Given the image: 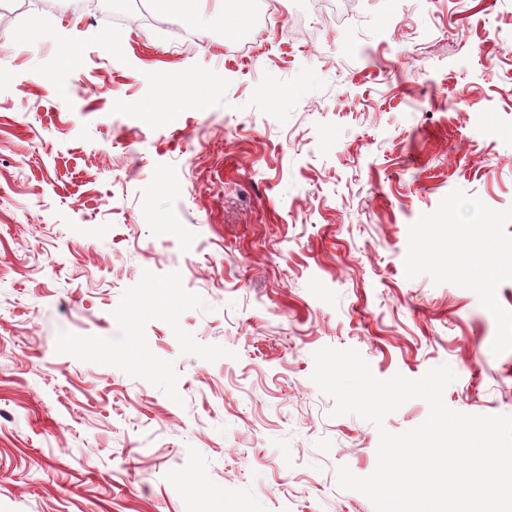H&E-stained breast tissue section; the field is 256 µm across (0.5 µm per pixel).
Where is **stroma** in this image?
<instances>
[{"label": "stroma", "mask_w": 512, "mask_h": 512, "mask_svg": "<svg viewBox=\"0 0 512 512\" xmlns=\"http://www.w3.org/2000/svg\"><path fill=\"white\" fill-rule=\"evenodd\" d=\"M0 0V512H374L311 379L512 415V0ZM234 41L246 54L228 51ZM57 71L63 97L42 74Z\"/></svg>", "instance_id": "obj_1"}]
</instances>
